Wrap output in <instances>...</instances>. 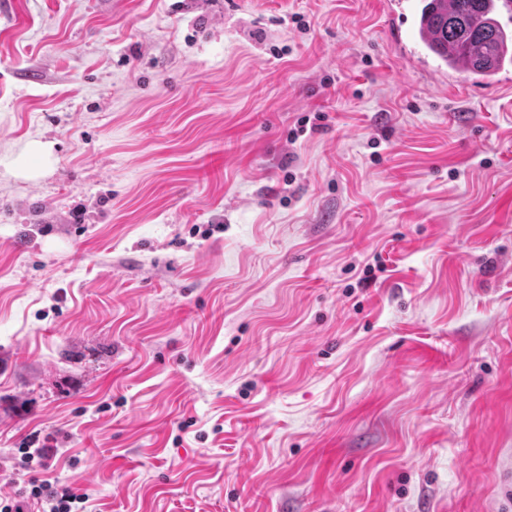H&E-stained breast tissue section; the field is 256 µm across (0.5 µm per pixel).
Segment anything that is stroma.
<instances>
[{
    "instance_id": "35a3bbf8",
    "label": "stroma",
    "mask_w": 512,
    "mask_h": 512,
    "mask_svg": "<svg viewBox=\"0 0 512 512\" xmlns=\"http://www.w3.org/2000/svg\"><path fill=\"white\" fill-rule=\"evenodd\" d=\"M404 8L0 0V498L512 512V84ZM50 159V151L46 144L35 141L30 143L25 149V159L18 165V168L25 174H30L39 169V163ZM56 485L32 478L28 484L32 486L30 496L37 500L41 512H75L84 511L88 501L86 494L77 493L67 485ZM78 509V510H73Z\"/></svg>"
}]
</instances>
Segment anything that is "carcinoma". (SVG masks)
<instances>
[{"instance_id": "obj_1", "label": "carcinoma", "mask_w": 512, "mask_h": 512, "mask_svg": "<svg viewBox=\"0 0 512 512\" xmlns=\"http://www.w3.org/2000/svg\"><path fill=\"white\" fill-rule=\"evenodd\" d=\"M489 0H424L417 34L448 68L489 78L512 58V32L487 19Z\"/></svg>"}]
</instances>
